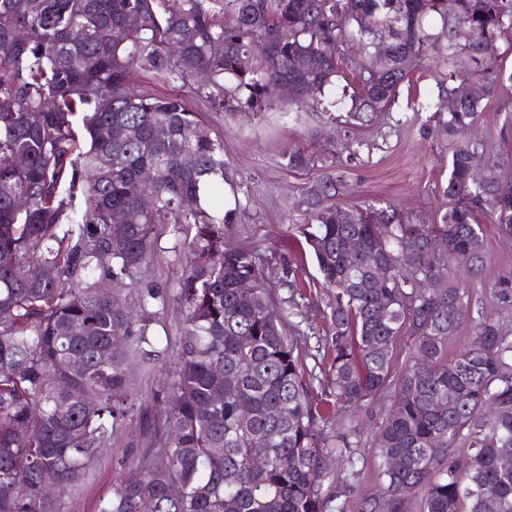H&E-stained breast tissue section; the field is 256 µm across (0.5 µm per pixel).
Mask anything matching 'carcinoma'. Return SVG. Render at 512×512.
Returning a JSON list of instances; mask_svg holds the SVG:
<instances>
[{
    "mask_svg": "<svg viewBox=\"0 0 512 512\" xmlns=\"http://www.w3.org/2000/svg\"><path fill=\"white\" fill-rule=\"evenodd\" d=\"M130 15L140 20L133 41ZM509 32L512 0H26L22 10L0 0V512H56V497L80 494L136 414L159 445L119 463L140 478L120 477L97 512H345L356 459L332 420L391 381L403 334L411 364L375 438L380 490L358 512H410L415 493L417 512H512V460L500 457L512 448V270L491 284L494 311L473 300L488 260L478 215L512 235V176L463 140L512 73L486 71L479 92L460 75L497 58ZM426 61L439 93L422 109L453 143L448 207L432 224L392 206L342 208L343 172L322 175L305 189L310 219L294 225L318 277L299 281L279 256L286 297L268 282L271 259L229 240L224 140L206 113L133 81L178 82L215 112L303 124L335 121L321 97L363 72L343 86L347 119L362 127L390 112ZM179 152L194 165H169ZM282 159L297 171L319 162L299 148ZM162 228L185 262L175 289L183 314L178 370L150 412L128 361L159 358L154 322L169 289L144 274ZM458 255L465 277L452 282ZM373 262L388 283H372ZM321 293L323 328L303 312ZM464 326L468 342L450 357L448 338ZM257 447L260 467L250 461ZM335 452L350 474L331 472Z\"/></svg>",
    "mask_w": 512,
    "mask_h": 512,
    "instance_id": "carcinoma-1",
    "label": "carcinoma"
}]
</instances>
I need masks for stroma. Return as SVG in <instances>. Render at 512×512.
<instances>
[{"label":"stroma","mask_w":512,"mask_h":512,"mask_svg":"<svg viewBox=\"0 0 512 512\" xmlns=\"http://www.w3.org/2000/svg\"><path fill=\"white\" fill-rule=\"evenodd\" d=\"M438 93L430 70H419L412 86L401 88L392 120L355 128L347 124L346 107L340 104L335 108V126L325 129L317 140L296 126L275 125L256 116L209 113L214 130L224 137L229 176L224 193L247 204L245 213L233 226V243L268 253H285L293 225L307 219L301 203L303 190L321 174L317 168L291 171L280 165V153L297 147L327 155L345 172L346 188L336 198L341 207L394 204L411 222L434 223L443 207L441 190L448 179L450 144L442 125L422 111L421 105L437 98ZM468 135L484 145L501 169L512 171V89L488 99ZM486 251L489 262L482 283L476 284L474 291L476 300L489 308L493 305L490 283L498 272L512 269V237L502 235L496 225H487ZM180 318V305L168 301L156 324L163 354L154 369L133 373L142 403H150L154 394L173 379ZM393 400V388H386L352 410L346 420L360 439L356 450V494L348 512H357L359 500L379 490L373 438ZM154 443L140 419L132 418L113 437L111 448L100 458L84 493L78 497L62 496L58 512H95L99 498L112 493L117 462Z\"/></svg>","instance_id":"1"}]
</instances>
